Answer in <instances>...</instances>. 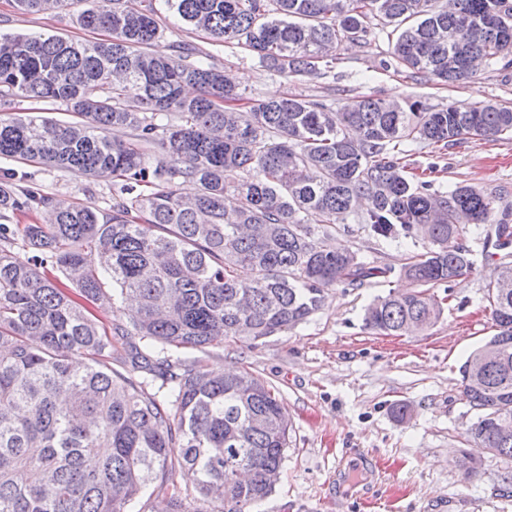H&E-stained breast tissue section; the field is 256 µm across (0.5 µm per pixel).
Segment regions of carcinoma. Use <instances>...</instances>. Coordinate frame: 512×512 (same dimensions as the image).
<instances>
[{
    "mask_svg": "<svg viewBox=\"0 0 512 512\" xmlns=\"http://www.w3.org/2000/svg\"><path fill=\"white\" fill-rule=\"evenodd\" d=\"M20 11L80 7L81 26L106 41L0 35V159L46 164L86 178L112 174V211L55 201L0 182V512H132L144 489L177 468L198 474L166 512H250L272 494L290 426L274 389L246 370L209 374L166 356L214 342L254 344L320 310L338 285L395 277L364 325L384 336L434 327L431 292L475 268L460 239L496 225V277L486 300L499 344L461 367L477 411L467 440L512 461V225L495 200L459 184L432 192L433 170L407 159L408 142L454 145L512 136V107L451 101L432 108L356 96L342 111L305 96L248 99L206 57L160 46L153 5L137 0H13ZM184 24L236 43L288 79L321 78L345 43L387 41L396 74L458 86L512 66V0H164ZM19 98L52 101L58 123L13 111ZM120 135L109 137L108 130ZM165 154L152 166L150 146ZM197 184L194 195L178 181ZM379 240L419 234L424 252L375 266L323 241L356 202ZM48 208L54 222L9 224ZM31 253L13 256L14 247ZM127 312L100 328L98 307ZM122 342L125 371L112 369ZM105 448L94 466L86 459Z\"/></svg>",
    "mask_w": 512,
    "mask_h": 512,
    "instance_id": "1",
    "label": "carcinoma"
}]
</instances>
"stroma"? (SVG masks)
Returning <instances> with one entry per match:
<instances>
[{
	"label": "stroma",
	"instance_id": "35a3bbf8",
	"mask_svg": "<svg viewBox=\"0 0 512 512\" xmlns=\"http://www.w3.org/2000/svg\"><path fill=\"white\" fill-rule=\"evenodd\" d=\"M159 10L162 46L186 43L210 55L225 73L237 76L246 97L269 99L302 94L323 99L332 89L342 100L364 93L384 99L417 97L430 106L451 101L512 106V67L487 70L468 82L444 88L429 79L406 82L386 63V42L341 48L342 64L317 80H287L261 67L257 58L234 44L211 40ZM0 32L59 34L90 39L73 14L24 13L12 0H0ZM410 159L434 166V187L448 192L473 184L512 213V138H469L431 151L410 143ZM12 173L15 185L69 203L111 211L119 196L112 177L86 178L45 165L0 160V175ZM462 242L472 252L475 272L456 281L440 322L417 336H381L363 327L365 307L388 285L329 290L322 308L288 332L258 344L224 341L198 353L200 369H246L267 380L284 406L290 433L282 473L274 492L252 512H512V496L501 476L512 462L482 454L476 476L464 478L453 465L455 450L465 447L464 432L475 417L463 393L460 368L493 333L484 287L490 267L483 238L470 232ZM328 245L357 250L377 265H397L417 253L412 242L388 244L362 225L331 231ZM409 403L404 420L391 406ZM379 465L377 473L359 470L360 456Z\"/></svg>",
	"mask_w": 512,
	"mask_h": 512
}]
</instances>
